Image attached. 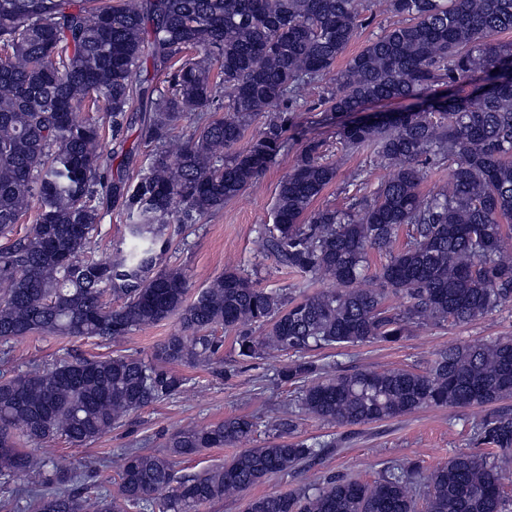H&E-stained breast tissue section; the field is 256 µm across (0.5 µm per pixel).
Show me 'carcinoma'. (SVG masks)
Returning <instances> with one entry per match:
<instances>
[{
	"label": "carcinoma",
	"instance_id": "1",
	"mask_svg": "<svg viewBox=\"0 0 512 512\" xmlns=\"http://www.w3.org/2000/svg\"><path fill=\"white\" fill-rule=\"evenodd\" d=\"M362 1L398 21L347 57L366 23ZM511 31L512 0H0V236L34 215L29 232L0 248V361L31 333L112 340L178 320L148 360L81 357L0 374V477L29 476L26 509L201 512L336 447L288 440L297 429L291 410L265 444L190 476L176 474L175 459L246 443L258 422L228 417L171 433L159 453L129 452L114 497L81 492L78 476L47 470L43 443L60 435L82 446L177 394L184 379L170 366L222 376L219 327L235 333L244 362L294 353L277 379L301 385L295 408L331 424L512 398L511 337L445 348L424 372L329 376L308 357L395 343L414 327L469 324L512 304V42L498 39ZM146 55L169 71L168 88L137 87ZM477 79L467 97H438L444 85ZM323 82L328 112L432 100L337 128L343 147L392 168L371 195L312 209L337 174L318 141L280 182L273 223L259 231L261 254L308 284L333 287L291 297L235 267L189 296V274L160 266L158 243L170 225L218 212L256 186L285 150L297 88ZM86 109L99 117L79 118ZM134 121L152 148L149 164L114 181L103 131L115 139ZM430 159L448 164V183L423 192ZM116 204L137 245L98 259L93 233L101 210ZM404 225L409 239L397 249ZM371 250L386 262L373 274L379 287L362 288ZM108 290L120 304L103 302ZM391 294L405 305L388 306ZM473 432L489 447L480 456L460 452L427 474L416 462L395 464L371 483L333 476L294 495L251 498L245 512H512V412L490 413ZM160 490L167 494L158 499Z\"/></svg>",
	"mask_w": 512,
	"mask_h": 512
}]
</instances>
